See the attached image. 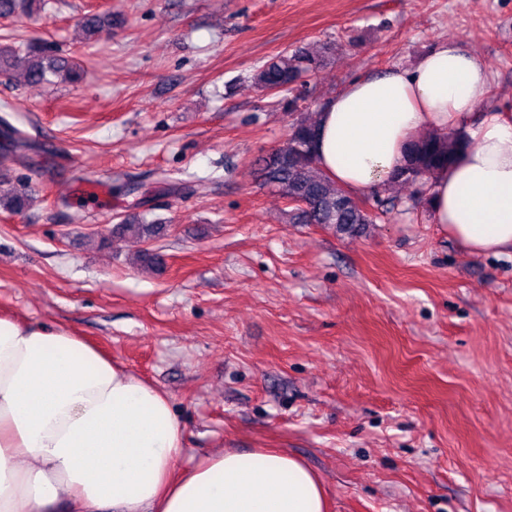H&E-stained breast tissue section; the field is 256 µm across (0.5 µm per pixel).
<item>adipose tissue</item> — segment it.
<instances>
[{
    "label": "adipose tissue",
    "mask_w": 512,
    "mask_h": 512,
    "mask_svg": "<svg viewBox=\"0 0 512 512\" xmlns=\"http://www.w3.org/2000/svg\"><path fill=\"white\" fill-rule=\"evenodd\" d=\"M489 75L444 42L415 69L352 79L318 117V168L386 188L427 131L470 142L428 181L429 215L475 254L512 250V116L479 111ZM164 393L63 328L0 316V512H328L318 475L275 449L186 467Z\"/></svg>",
    "instance_id": "1"
}]
</instances>
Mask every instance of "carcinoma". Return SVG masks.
I'll return each instance as SVG.
<instances>
[{
  "label": "carcinoma",
  "instance_id": "cac0c4a2",
  "mask_svg": "<svg viewBox=\"0 0 512 512\" xmlns=\"http://www.w3.org/2000/svg\"><path fill=\"white\" fill-rule=\"evenodd\" d=\"M32 0H0V19L15 15L22 6L31 8ZM81 26L95 35L110 20L97 13L81 17ZM34 58L26 72V82L40 85L48 82V75H62L77 84L82 73L77 65L59 55L55 44L40 38L25 41L18 47L0 46V72H7L19 51ZM324 55L308 47L285 51L265 63L254 74V83L264 91H294L302 79L313 76L322 66ZM317 124L300 117L292 123L285 144L259 160V172L264 182L273 185L280 195L293 205L288 211V221L293 224H330L341 234L354 235L364 226L373 223L370 210L357 198L340 188L315 165L313 149ZM10 140L14 151L0 155V166L22 163L29 142L24 133L11 129ZM469 142L459 134H425L413 141L407 160L396 174V181L413 188L415 196L426 198L430 176L438 169L449 166L456 155ZM32 202L28 192L15 188L4 203L11 212H23ZM122 231L139 239H155L164 235L166 225L155 220L138 224H124Z\"/></svg>",
  "mask_w": 512,
  "mask_h": 512
}]
</instances>
